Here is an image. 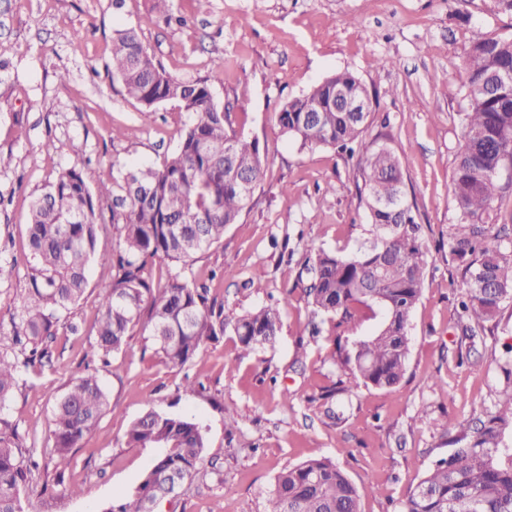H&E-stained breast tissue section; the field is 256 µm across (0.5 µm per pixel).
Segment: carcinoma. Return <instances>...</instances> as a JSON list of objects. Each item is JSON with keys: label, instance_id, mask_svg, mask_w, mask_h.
<instances>
[{"label": "carcinoma", "instance_id": "carcinoma-1", "mask_svg": "<svg viewBox=\"0 0 512 512\" xmlns=\"http://www.w3.org/2000/svg\"><path fill=\"white\" fill-rule=\"evenodd\" d=\"M112 75L150 119L156 107L175 102L195 115L177 148L161 166L139 165L113 178L112 185L90 187L82 171L62 173L33 200L26 232L36 261L23 296V335L0 342V408L19 385L20 373L51 359L46 341L62 328L78 333L71 310L87 286V268L112 266V280L98 285L102 313L86 356L103 366L120 351L147 317L152 344L166 363L183 366L227 328L241 347L252 351L273 342L282 325L283 305L263 306L224 318V304L203 284L179 273L161 286L144 277L148 261L168 260L184 267L224 238L250 203L263 173L265 151L226 126L228 114L213 102L204 81H179L155 62L133 28L112 35ZM461 65L467 80L460 113L463 138L455 155L452 197L459 222L450 246L468 261L463 331L492 319L512 301V251L485 244L493 203L501 190L500 171L512 167V36L476 32ZM360 102L351 112L344 100ZM372 112L370 93L349 71H339L307 92L289 99L278 112L282 132L304 147H332L366 154L365 206L372 238L354 253L319 250L307 260L306 289L313 312L337 325L355 324L365 308L381 314L377 329L360 337L343 362L364 385L392 389L409 363V321L424 286L427 251L413 205L403 191L398 158L387 147L370 150L362 135ZM114 197L119 211L112 224L119 249L99 248L102 199ZM108 398L89 368L75 370L55 398L51 438L65 459L99 426ZM512 394L469 429L457 425L455 448L419 478L400 512H512ZM127 444L157 448L149 471L131 493L106 512H146L168 481L183 486L200 474L206 448L203 427L188 418L148 408L127 431ZM38 461L18 426L0 416V512H33L22 494ZM330 459L309 460L280 471L265 512H359L362 494Z\"/></svg>", "mask_w": 512, "mask_h": 512}]
</instances>
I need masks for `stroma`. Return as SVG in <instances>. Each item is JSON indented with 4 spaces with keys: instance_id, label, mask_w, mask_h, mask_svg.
<instances>
[{
    "instance_id": "1",
    "label": "stroma",
    "mask_w": 512,
    "mask_h": 512,
    "mask_svg": "<svg viewBox=\"0 0 512 512\" xmlns=\"http://www.w3.org/2000/svg\"><path fill=\"white\" fill-rule=\"evenodd\" d=\"M112 2L0 0V265L11 271L0 280V332L22 328L32 199L69 169L94 187L118 171L160 165L192 121L174 103L143 120L141 104L112 75L119 25L137 29L169 76L207 81L231 128L267 150L252 201L221 243L197 255L193 276L208 282L230 319L284 296L289 302L272 345L243 351L229 330L181 367L135 329L97 371L108 412L62 461L49 437L54 399L83 360L99 316L97 286L111 277L91 264L71 313L79 334L59 332L50 362L26 376L5 409L40 461L37 512H103L132 491L156 451L128 446L125 435L151 407L194 419L207 437L203 475L159 512H265L282 469L321 458L357 485H377L360 512H399L418 477L452 452L454 424H477L512 391L504 371L512 302L464 335V267L448 246L458 221L451 185L462 137L461 57L474 32L512 36V11L498 0H172L167 15L152 0H124L119 9ZM17 43L27 52L13 53ZM377 58L392 67L375 68ZM343 70L377 95L363 137L398 157L428 248L409 367L392 390L364 386L340 356L377 318L363 312L354 328L328 320L311 335L304 293L310 248L347 255L369 235L364 158L301 147L276 121L289 98ZM339 384L351 395L325 397Z\"/></svg>"
}]
</instances>
